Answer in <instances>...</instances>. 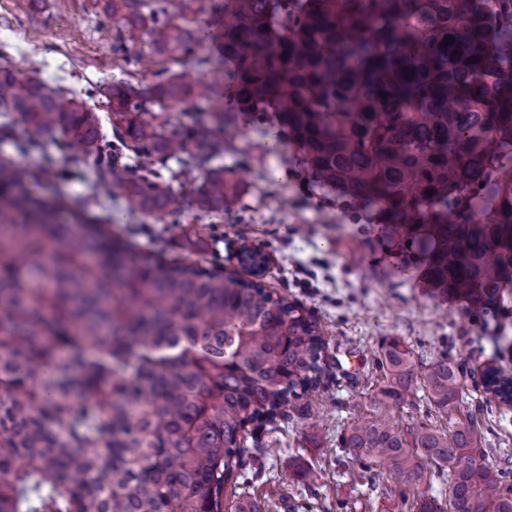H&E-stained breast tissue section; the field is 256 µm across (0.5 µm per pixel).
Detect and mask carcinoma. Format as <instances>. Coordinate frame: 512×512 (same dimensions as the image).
Here are the masks:
<instances>
[{
	"instance_id": "obj_1",
	"label": "carcinoma",
	"mask_w": 512,
	"mask_h": 512,
	"mask_svg": "<svg viewBox=\"0 0 512 512\" xmlns=\"http://www.w3.org/2000/svg\"><path fill=\"white\" fill-rule=\"evenodd\" d=\"M197 3L104 0L171 63L144 86L93 89L112 135L75 95L7 65L0 128L19 116L36 136L18 152L54 169L49 136L132 214L180 224L218 220L240 195L213 164L224 138L204 131L269 113L314 182L375 211L425 287L494 317L512 285V0H224L214 54L189 27ZM37 176L0 160V512H280L274 497L227 507L224 491L249 428L320 413L307 400L326 371L318 322L259 281V245L237 252L249 279L166 260L113 238L107 211L63 219L30 194ZM377 365L368 413L336 447L407 483L435 466L448 502L420 496L409 512H512V473L477 415L456 417L464 364L444 355L422 373L392 338ZM483 385L512 406L509 365ZM420 390L448 428L389 422Z\"/></svg>"
}]
</instances>
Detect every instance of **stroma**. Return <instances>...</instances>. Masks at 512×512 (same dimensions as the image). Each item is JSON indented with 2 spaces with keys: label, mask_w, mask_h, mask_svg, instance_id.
Returning a JSON list of instances; mask_svg holds the SVG:
<instances>
[{
  "label": "stroma",
  "mask_w": 512,
  "mask_h": 512,
  "mask_svg": "<svg viewBox=\"0 0 512 512\" xmlns=\"http://www.w3.org/2000/svg\"><path fill=\"white\" fill-rule=\"evenodd\" d=\"M0 63L79 95L99 83L149 80L160 68L149 37L128 40L121 22L91 9L90 0H0ZM28 134L14 121L9 135L0 134V159L38 170L33 195L61 201L63 218L84 207L109 210L114 237L208 267L237 268L238 241L252 239L271 257L264 285L323 326L335 357L317 394L327 423L288 420L262 432L263 452L243 457L247 479L239 492L258 501L276 495L287 506L307 505V512H407L402 494L447 498V484L429 473L409 484L388 473L373 482L362 478L359 466L337 449L336 429L364 412L368 390L382 379L378 351L391 337L404 340L424 367L445 354L465 360L460 408L474 412L485 405L484 365L512 357V287L499 321L487 326L463 303L422 288L415 269L394 268L371 210L351 207L315 184L287 135L271 148L252 121L224 130L219 163L233 170L243 191L220 224L191 218L137 223L124 199L95 186L89 168H72L59 155L55 176L41 175L43 157L15 149Z\"/></svg>",
  "instance_id": "obj_1"
}]
</instances>
